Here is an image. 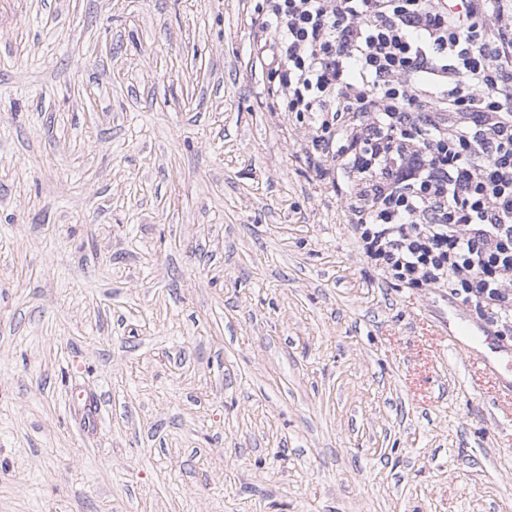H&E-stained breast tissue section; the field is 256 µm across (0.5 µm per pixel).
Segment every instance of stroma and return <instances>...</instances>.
Instances as JSON below:
<instances>
[{"mask_svg": "<svg viewBox=\"0 0 512 512\" xmlns=\"http://www.w3.org/2000/svg\"><path fill=\"white\" fill-rule=\"evenodd\" d=\"M262 3L0 0V512H512V402L362 255Z\"/></svg>", "mask_w": 512, "mask_h": 512, "instance_id": "obj_1", "label": "stroma"}]
</instances>
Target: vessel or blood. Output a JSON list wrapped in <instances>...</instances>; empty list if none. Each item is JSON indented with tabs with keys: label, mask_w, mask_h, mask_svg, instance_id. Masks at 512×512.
<instances>
[{
	"label": "vessel or blood",
	"mask_w": 512,
	"mask_h": 512,
	"mask_svg": "<svg viewBox=\"0 0 512 512\" xmlns=\"http://www.w3.org/2000/svg\"><path fill=\"white\" fill-rule=\"evenodd\" d=\"M438 326L449 348L467 359L472 381L494 377L497 396L512 401V345L460 308L443 313Z\"/></svg>",
	"instance_id": "vessel-or-blood-1"
}]
</instances>
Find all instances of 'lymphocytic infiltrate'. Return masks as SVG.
I'll return each mask as SVG.
<instances>
[{
  "label": "lymphocytic infiltrate",
  "mask_w": 512,
  "mask_h": 512,
  "mask_svg": "<svg viewBox=\"0 0 512 512\" xmlns=\"http://www.w3.org/2000/svg\"><path fill=\"white\" fill-rule=\"evenodd\" d=\"M254 58L363 255L512 334V0H264Z\"/></svg>",
  "instance_id": "lymphocytic-infiltrate-1"
}]
</instances>
